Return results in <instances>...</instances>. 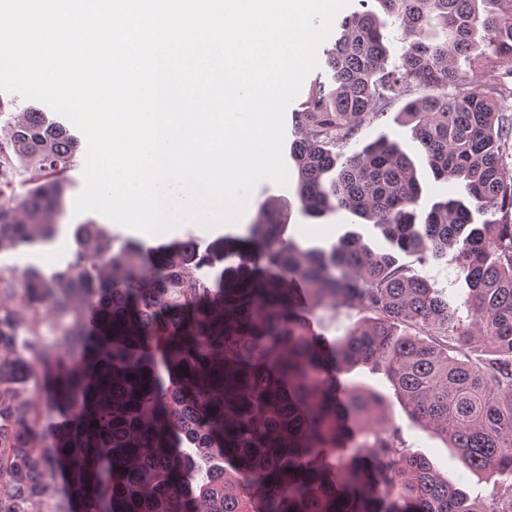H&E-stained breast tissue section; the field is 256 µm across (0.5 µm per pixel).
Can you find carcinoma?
<instances>
[{"mask_svg": "<svg viewBox=\"0 0 512 512\" xmlns=\"http://www.w3.org/2000/svg\"><path fill=\"white\" fill-rule=\"evenodd\" d=\"M376 2L398 23L399 62L388 64L375 12L341 20L327 51L336 87L310 89L291 158L304 215L344 210L388 247L359 235L304 246L265 205L223 279L199 275L209 257L189 241L148 267L139 247L97 224L75 228L77 249L50 276L0 271V299L20 300L0 304V512H41L62 456L83 512H512V67L497 64L512 58V0ZM488 69L492 84L481 80ZM414 88L425 94L397 124L412 126L436 180L465 182L467 205L421 209L414 164L391 133L344 155L393 95ZM76 149L36 112L0 140V196L22 176L15 161L38 162L23 199L0 205V252L52 236ZM475 211L490 218L476 224ZM450 251L470 288L464 320L400 261ZM291 276L315 304L363 314L333 340L335 361L382 372L414 423L449 441L466 469L500 477L491 497L470 498L406 448L375 392L354 385L336 400L321 341L285 287ZM47 301L56 321L41 332L35 314ZM61 346L73 370L42 406L21 400ZM462 349L477 358L451 355ZM60 406L74 420L46 446L40 414ZM345 415L359 429L348 452Z\"/></svg>", "mask_w": 512, "mask_h": 512, "instance_id": "1", "label": "carcinoma"}]
</instances>
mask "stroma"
<instances>
[{
  "mask_svg": "<svg viewBox=\"0 0 512 512\" xmlns=\"http://www.w3.org/2000/svg\"><path fill=\"white\" fill-rule=\"evenodd\" d=\"M408 100L409 97L405 94L393 97L379 120L361 127L350 145L351 150L362 149L376 140L381 131H391L406 147L416 165L422 187L421 208H429L435 201L446 197L464 198L463 182L435 181L421 147L411 138L410 129L398 125L397 118ZM86 152V146H79L72 166L65 175L64 213L57 219L59 231L55 238L46 244L1 252L0 269L36 268L47 274L53 272L64 266L72 256L75 249L72 237L74 225L92 222L101 225L104 231L114 239L134 241L146 248L155 245L160 239L178 242L190 237L194 238L200 251L213 255V268L219 271L226 267L227 256L247 248L248 227L255 218L254 211L266 203L277 205L281 214L285 216L284 222L288 236L301 244L328 245L336 242L344 233L355 231L361 233L365 242L373 248L382 249L386 246L384 239L372 225L362 223L347 212H337L321 221L304 217L300 212L294 185L281 187L268 181L260 182L253 189L250 196L253 210L243 217L242 224L237 229L216 228L207 231L197 225L186 224L162 233L158 238L135 233L96 212L75 214L74 201L84 187L83 167ZM407 262L416 272L428 279L435 291L447 298L450 311L459 317H467L470 291L463 274L458 272L453 262L432 259L421 264L413 256L408 257ZM342 378L348 383H362L381 397L385 416L398 428L406 448L426 456L440 472L448 474L449 478L469 496L487 497L492 494L493 478L465 469L454 449L448 448L441 438L424 431L410 421L382 373L358 367L343 373Z\"/></svg>",
  "mask_w": 512,
  "mask_h": 512,
  "instance_id": "stroma-1",
  "label": "stroma"
}]
</instances>
